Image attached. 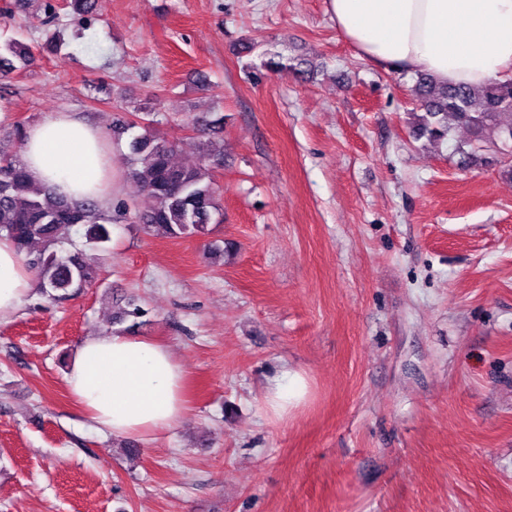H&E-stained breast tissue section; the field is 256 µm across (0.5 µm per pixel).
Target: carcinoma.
I'll return each mask as SVG.
<instances>
[{
    "label": "carcinoma",
    "instance_id": "cac0c4a2",
    "mask_svg": "<svg viewBox=\"0 0 512 512\" xmlns=\"http://www.w3.org/2000/svg\"><path fill=\"white\" fill-rule=\"evenodd\" d=\"M263 66L273 72L314 75L305 59L286 64L277 53H265ZM27 63L29 49L8 40L0 45V76L16 69L12 58ZM418 106L424 111L419 133L431 138L448 134V120L472 133L469 151L512 150V81H493L480 89L440 84L422 73L416 77ZM174 147L145 132L134 139L128 174L140 184L150 205L133 211L147 232L170 239L205 236L222 204L213 169L224 159L223 147L208 142L205 159L193 166L173 162ZM112 211L96 202L74 203L42 185L28 181L21 161L0 155V234L9 237L25 262L38 272L40 287L54 301H63L92 284L96 268L87 253L75 249L62 254L72 242L73 227H84L85 245L101 248L112 240Z\"/></svg>",
    "mask_w": 512,
    "mask_h": 512
}]
</instances>
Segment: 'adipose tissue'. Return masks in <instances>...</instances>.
Instances as JSON below:
<instances>
[{
  "instance_id": "ef3b65f1",
  "label": "adipose tissue",
  "mask_w": 512,
  "mask_h": 512,
  "mask_svg": "<svg viewBox=\"0 0 512 512\" xmlns=\"http://www.w3.org/2000/svg\"><path fill=\"white\" fill-rule=\"evenodd\" d=\"M327 9L338 34L376 66L472 88L512 78V0H327ZM21 159L32 181L72 201L104 206L117 187V160L101 132L70 112L27 127ZM36 282L13 242L0 237V320L17 313ZM184 381L167 345L121 333L82 340L65 374L94 426L127 439L186 421ZM305 389L301 373H286L268 388L266 406L286 415Z\"/></svg>"
}]
</instances>
